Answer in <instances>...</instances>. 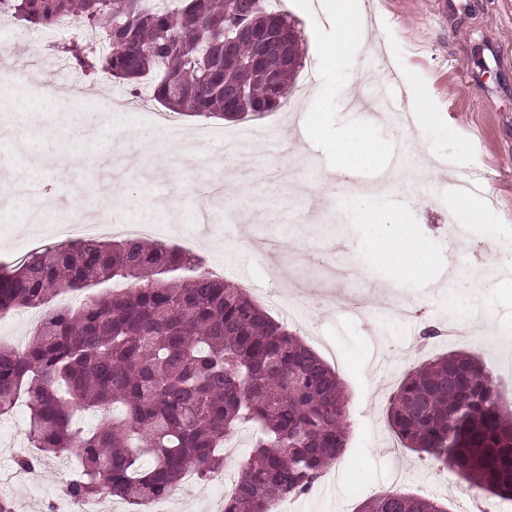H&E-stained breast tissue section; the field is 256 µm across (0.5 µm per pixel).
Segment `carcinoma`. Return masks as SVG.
Returning a JSON list of instances; mask_svg holds the SVG:
<instances>
[{
    "mask_svg": "<svg viewBox=\"0 0 512 512\" xmlns=\"http://www.w3.org/2000/svg\"><path fill=\"white\" fill-rule=\"evenodd\" d=\"M1 2L14 20L46 29L80 17L85 38L56 51L105 77L136 82L156 74L153 97L171 112L259 117L274 95L284 102L292 90L297 65L276 68L271 82L246 64L257 48L249 39L236 46L238 61L224 59L233 28L297 34L263 0ZM111 280L125 287L75 307L50 305L59 292ZM20 307L43 313L25 347L0 346V416L22 399L33 447L77 450L69 498L105 488L142 505L168 496L190 466L209 481L223 470L218 449L248 426L252 452L224 512H271L275 501L308 493L343 454L349 423L336 373L245 289L177 247L87 238L39 249L0 272V316ZM91 409L105 417L87 429L77 412ZM386 415L404 447L478 491L512 500V415L477 356L450 353L413 368ZM359 512L447 509L396 491L367 499Z\"/></svg>",
    "mask_w": 512,
    "mask_h": 512,
    "instance_id": "cac0c4a2",
    "label": "carcinoma"
}]
</instances>
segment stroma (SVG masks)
<instances>
[{
  "instance_id": "obj_1",
  "label": "stroma",
  "mask_w": 512,
  "mask_h": 512,
  "mask_svg": "<svg viewBox=\"0 0 512 512\" xmlns=\"http://www.w3.org/2000/svg\"><path fill=\"white\" fill-rule=\"evenodd\" d=\"M282 13L294 25L301 44L300 72L310 74V85L297 119L312 115L302 147L288 146L283 130L289 118L285 108L238 121L205 120L181 116L179 133L164 130L152 97L153 77H145L139 90L121 80L89 77L68 62L46 60L27 65L13 50L4 53L5 65L32 68L40 79L63 84L64 97L53 103L57 112L72 111L75 101L97 99L90 111L99 122L123 112L129 102L141 105L130 119L131 128L152 134L155 149L149 162L126 164L118 184L126 200L112 207V224H165L167 210L159 198H169L181 215L177 234L166 245L186 247L204 259L207 268L225 280L245 286L247 293L265 305L275 319H283L280 306L268 294L287 291L302 301L299 315L287 327L319 353L333 368L348 401L350 430L340 463L312 490L295 498L291 512H357L366 499L404 491L429 496L457 512L458 495L468 485L460 478L444 482L447 470L404 448L388 425L386 408L407 372L424 358L454 350L472 353L500 384L501 404L512 412V364L502 351H486L469 342L455 343L446 336L456 306H470L477 330L512 344V300L501 299L492 289L474 291L469 276L487 258L484 231L497 226L495 249L502 265L500 276L512 278V0H351L362 20L355 46L337 64L323 56L330 26L325 0H281ZM427 97L433 106L429 121L412 123L406 147L423 168L439 165L459 175L480 171L481 193L467 204L456 201L450 180L429 178L424 193L390 191L364 199L347 178L337 176L336 157L321 144L337 130L361 123L363 111L347 104L357 95L383 112H399L408 103L398 87L387 83L386 69ZM251 126L262 127L250 145L251 164L246 169L219 168L224 136ZM36 151L53 158L41 168L29 194L9 209L0 208V266H9L36 250L22 219L38 194L54 191L61 201L72 196L71 186L92 179L94 160L103 142H86L61 127L32 143ZM297 170L294 187L279 178L282 165ZM237 182L210 211L209 223L198 220L201 205L194 183L213 169ZM336 199L348 219L342 233L318 228L307 240L308 261L287 279H272L268 270L287 261L295 250L303 213L325 208ZM385 210L412 226L427 247L433 267L453 264L459 274L451 287L430 285L421 277L406 281L394 293L421 311L413 323L396 320L388 307L373 305L367 316L345 312L336 302L312 310L304 300L322 290L341 289L343 296L365 297L388 272L375 259V237L366 224L368 210ZM466 224L465 239H449L448 217ZM342 238L335 251L337 264L353 269L341 282L324 281L318 253L330 241ZM441 334L423 339L425 328ZM72 458L44 455L27 483L15 484L6 502L7 512H50L63 495L72 475ZM224 491L213 481L179 482L170 496L171 512H220Z\"/></svg>"
}]
</instances>
